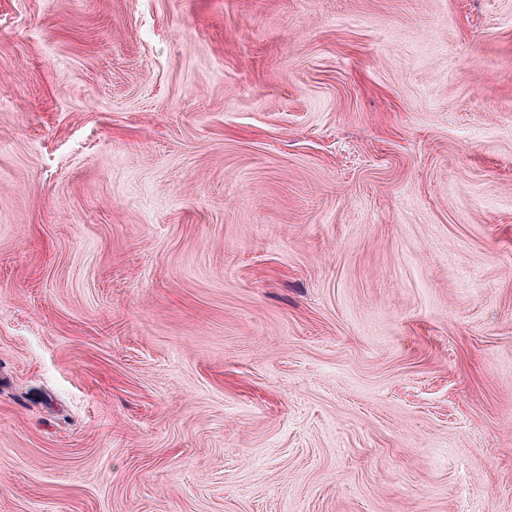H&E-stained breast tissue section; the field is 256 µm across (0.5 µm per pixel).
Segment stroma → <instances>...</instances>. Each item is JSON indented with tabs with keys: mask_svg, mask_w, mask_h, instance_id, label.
Masks as SVG:
<instances>
[{
	"mask_svg": "<svg viewBox=\"0 0 512 512\" xmlns=\"http://www.w3.org/2000/svg\"><path fill=\"white\" fill-rule=\"evenodd\" d=\"M0 512H512V0H0Z\"/></svg>",
	"mask_w": 512,
	"mask_h": 512,
	"instance_id": "obj_1",
	"label": "stroma"
}]
</instances>
